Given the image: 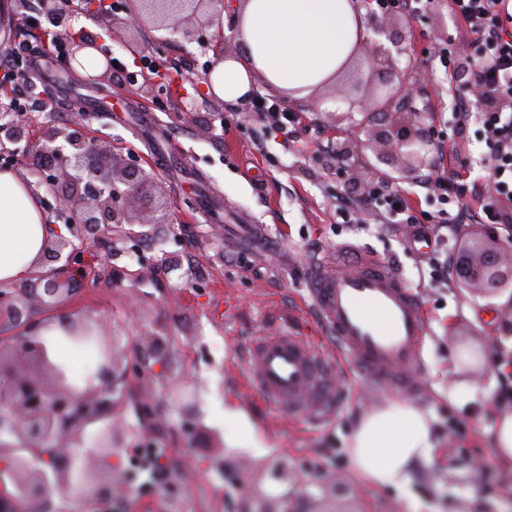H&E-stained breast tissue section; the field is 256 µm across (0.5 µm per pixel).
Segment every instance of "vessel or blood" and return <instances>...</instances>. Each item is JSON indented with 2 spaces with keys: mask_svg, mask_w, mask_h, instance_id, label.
<instances>
[{
  "mask_svg": "<svg viewBox=\"0 0 512 512\" xmlns=\"http://www.w3.org/2000/svg\"><path fill=\"white\" fill-rule=\"evenodd\" d=\"M309 288L337 345L374 383L414 394L427 331L418 296L388 262L368 256L356 268L328 256ZM248 381L269 402L297 416L321 414L334 399L331 374L319 348L281 331L257 337L243 357Z\"/></svg>",
  "mask_w": 512,
  "mask_h": 512,
  "instance_id": "b4317fda",
  "label": "vessel or blood"
}]
</instances>
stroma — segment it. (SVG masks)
Returning <instances> with one entry per match:
<instances>
[{
    "label": "stroma",
    "mask_w": 512,
    "mask_h": 512,
    "mask_svg": "<svg viewBox=\"0 0 512 512\" xmlns=\"http://www.w3.org/2000/svg\"><path fill=\"white\" fill-rule=\"evenodd\" d=\"M0 14V49L7 51L28 38L35 11L19 0H0ZM382 20L411 43L419 77L415 104L430 114L438 172L467 187L445 207L479 210L487 201L486 172L479 166L482 127L474 120L460 130L452 115L456 75L476 52V34L456 20L448 0H434L418 17L398 12ZM56 33L48 26L41 57L21 71L37 101L28 114L34 130L47 122H82L115 152L144 161L158 179L147 187L148 196L163 189L171 199L172 222L163 234L128 238L113 232L109 265L78 285L72 302L120 336L127 390L153 404L154 430L185 449L178 497L186 512H196L215 434L227 443L226 469L251 472L284 459L306 492L345 488L358 512H483L488 505L512 512V482L489 448L500 412L512 406V372H504L508 356L500 348L501 337L512 336V291L485 297L453 277L440 284L420 277L440 231L432 217L443 207L428 181L400 176L364 189L354 160L337 152L340 114L284 98L264 83L256 85L259 95L302 114L295 138L270 131L254 101L233 105L203 94L212 58L205 44L157 47L149 42L150 30L133 33L117 18L107 26L78 15L68 37L104 44L126 64V80L63 73ZM132 41L144 44L143 55L128 51ZM147 55L178 75L177 87L146 92L155 79L143 69ZM395 192L410 202L413 223L391 224L386 197ZM229 223L263 226L267 249L225 246ZM341 246L392 262L431 315L412 401L432 416L437 448L433 461L399 489L360 484L352 473L347 442L358 420L391 392L374 387L350 360L331 368L336 399L321 421L266 403L244 380L240 356L264 334L290 328L335 351L306 281L310 266ZM168 255L192 271L181 287L166 273ZM154 336L169 337L171 363L145 377ZM210 337L223 340V352L208 347ZM168 376L196 389L193 410H182L164 394L161 380Z\"/></svg>",
    "instance_id": "35a3bbf8"
}]
</instances>
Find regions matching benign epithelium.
<instances>
[{"label":"benign epithelium","mask_w":512,"mask_h":512,"mask_svg":"<svg viewBox=\"0 0 512 512\" xmlns=\"http://www.w3.org/2000/svg\"><path fill=\"white\" fill-rule=\"evenodd\" d=\"M235 0H122L117 11L125 23L140 29L174 34L188 42L200 41L206 29H223L224 3ZM41 9L57 24L69 28L72 11L64 0H40ZM369 45L370 61L383 73L370 95L349 103L351 132L344 156L372 152L368 175L387 170L408 175L432 171L433 131L426 113L405 104L413 101L416 78L399 67L409 56L406 37L383 24L371 25L362 37ZM361 114L358 120L355 114ZM365 137H360V134ZM28 159L27 175L48 185L54 194L55 216L68 235L57 234L46 244L41 270L24 281L0 288V317L8 327L0 330V466L10 474L11 487L0 491V512H16L18 503L45 505L66 497L73 484H82L90 500L107 499L123 485L125 474L112 467L128 432L115 423L100 427L93 451L85 458L76 449L86 444L88 426L112 417L126 380L116 353V339L99 331L98 321L66 309L73 286L106 266L110 255L97 245L105 234L122 224L154 227L170 223L168 199L159 191L156 205L145 213L137 201L152 173L131 157L117 156L112 146L86 133L82 124L69 128L46 125L33 136L28 120L20 117L0 122V153ZM463 254L457 256L458 277L486 295L512 285V225L494 224L479 238L467 224L455 226ZM52 311L66 320L68 338L93 339L100 349L95 372L78 386L65 371L51 363L38 336ZM165 393L185 407L192 406L191 390L176 379L164 385ZM280 487L267 495L260 480ZM242 493L235 512H346L336 502L316 507L312 498L300 496L298 480L284 462L265 468L261 479L241 481Z\"/></svg>","instance_id":"7a95c632"}]
</instances>
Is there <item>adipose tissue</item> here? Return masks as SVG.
<instances>
[{
	"mask_svg": "<svg viewBox=\"0 0 512 512\" xmlns=\"http://www.w3.org/2000/svg\"><path fill=\"white\" fill-rule=\"evenodd\" d=\"M232 36L238 49L209 77L213 95L247 101L256 81L306 97L333 82L361 38L351 0H243ZM52 221L34 187L16 171L0 170V286L38 271ZM434 446L427 414L397 399L368 411L349 440L357 478L377 487L407 484Z\"/></svg>",
	"mask_w": 512,
	"mask_h": 512,
	"instance_id": "ef3b65f1",
	"label": "adipose tissue"
}]
</instances>
